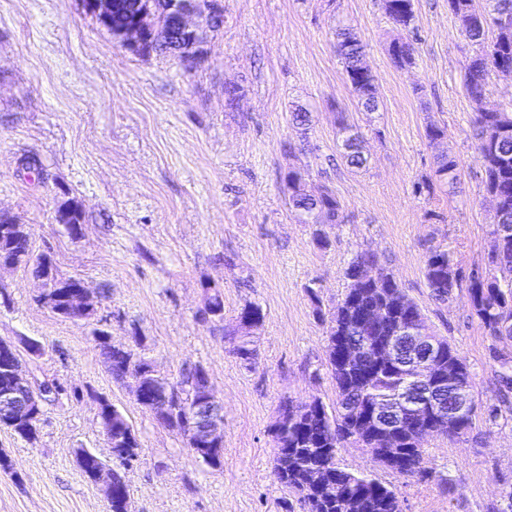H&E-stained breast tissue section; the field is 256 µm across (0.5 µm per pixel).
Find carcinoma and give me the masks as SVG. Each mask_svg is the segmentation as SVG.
Instances as JSON below:
<instances>
[{
	"mask_svg": "<svg viewBox=\"0 0 512 512\" xmlns=\"http://www.w3.org/2000/svg\"><path fill=\"white\" fill-rule=\"evenodd\" d=\"M170 0H131V14L143 12L152 17L154 29L148 34L147 47L155 53H164V43L169 36L168 7ZM448 7L459 22V32L479 46L478 52L465 67V87L472 101L479 104L486 95L490 76L494 73H512V0H448ZM388 19L401 28L410 27L415 20L414 0H384ZM390 54L396 66L403 69L414 63V47L411 42L395 40L390 44ZM336 55L341 61L346 80L358 103L367 112L376 110V88L374 78L364 67V46L348 25L336 26ZM343 132L342 158L351 168L360 169L367 159L358 148V136L351 132L345 119H340ZM475 153L485 171L487 193L498 195L503 210L497 218L499 224L512 225V111L505 108L494 112L482 109L473 120ZM435 175L442 182L454 185L459 179L457 162L449 156L441 158ZM288 201L298 220L307 224L315 213L323 224H340L343 215L339 202L331 189L323 186L310 190L302 172L292 169L284 176ZM55 220H66V230L76 236L84 224L83 211L74 199L62 201ZM18 220L8 214L0 216V256L6 255L19 264H32L35 276L47 287L53 297L52 312L66 317L68 295L76 279L58 276L53 259L41 254L32 256L30 239L15 235ZM490 259L494 274L486 276L480 272L471 274L469 293L472 314L476 316L487 335L494 339L512 334V233L500 235L492 232ZM370 261L378 266L379 275L371 284L355 288L351 278L361 262ZM425 276L431 297L441 303L448 301L458 286L459 273L453 270L448 251L433 249L425 262ZM348 286L342 301L329 318L326 345L327 367L336 386V405L329 409L318 398H313L310 411L305 412L291 402L280 407L274 431L280 433L276 445L273 473L277 481L287 486L298 497L303 512H348L334 499H328L314 488L308 479L312 467L320 462L326 469V480L345 491L347 500H356L355 512H402L401 501L394 489L384 485L375 477L350 470L337 460L341 444L352 442L361 448L372 450L376 460L383 466L410 477H424L422 467L426 449L415 447L403 440L395 449L383 448L371 428L359 421L355 410L364 394L388 395L402 384L400 371L392 366H382L381 371L371 374L365 381H358L360 368L345 370L336 364V343L343 340L364 345L372 336L389 335L399 317L414 316L427 323L422 310L408 297L394 276L378 265L375 255H357L345 270ZM359 290V303L375 305L384 302L391 294L386 316L375 327L362 325L356 319V310L349 307L353 290ZM439 340L448 350V364L457 368L464 378L472 379L467 362L447 338ZM105 363L112 368L113 376L121 379L128 374H140L147 384L148 396L164 392L173 381L159 374H152L141 363V357L131 349H124L110 342V335L101 331L95 336ZM425 350L412 339L403 341L398 361L410 364ZM500 402L506 404L512 395V354L495 355ZM203 368L196 366L179 380L183 386L182 402L196 401L203 383ZM100 411L112 422V466H132L140 455L141 448L126 416L107 401H102ZM43 410H37L24 421L14 424L0 419L4 427L34 444L38 439V422ZM110 512H132L129 484L112 487Z\"/></svg>",
	"mask_w": 512,
	"mask_h": 512,
	"instance_id": "cac0c4a2",
	"label": "carcinoma"
}]
</instances>
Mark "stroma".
Segmentation results:
<instances>
[{"mask_svg":"<svg viewBox=\"0 0 512 512\" xmlns=\"http://www.w3.org/2000/svg\"><path fill=\"white\" fill-rule=\"evenodd\" d=\"M219 2L224 23L204 31V60L187 72L171 54L122 48L81 0H0V212L25 224L33 254L82 280L96 308L86 320L61 317L37 303L31 267L0 271V339L16 347L29 379L58 386L36 444L0 428V456L11 463L0 467V512H109L76 459L80 448L111 457L103 399L142 448L128 473L135 512H300L272 473L274 424L288 400L333 406L326 314L362 252L457 347L482 408L468 442L425 441L427 478H405L349 442L338 458L392 487L403 512H490L512 487V413L487 412L497 402L493 353L512 352V340L486 335L467 284L451 302L432 300L424 266L439 247L462 274L489 269L494 207L472 125L478 107L512 105V75L493 77L482 104L468 97L464 71L477 47L448 0H415L409 29L381 0ZM340 23L366 46L376 111L358 106L346 81ZM397 38L414 44L410 68L388 53ZM299 107L312 114L309 131L290 120ZM342 118L361 137L365 168L341 158ZM431 123L444 139L428 140ZM443 155L458 164L456 188L435 179ZM294 168L341 205L344 221L325 227V242L288 204L283 177ZM67 197L86 217L75 237L54 221ZM215 289L220 322L204 314ZM250 302L265 318L245 327L239 313ZM101 330L170 380L205 368L224 409L222 470L199 462L183 434L141 408L130 382L112 378L95 342ZM243 336L255 363L234 352Z\"/></svg>","mask_w":512,"mask_h":512,"instance_id":"obj_1","label":"stroma"}]
</instances>
